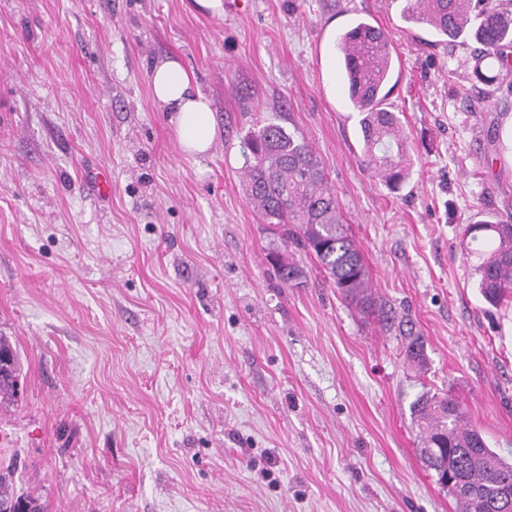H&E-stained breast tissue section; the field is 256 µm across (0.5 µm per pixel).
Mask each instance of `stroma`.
Here are the masks:
<instances>
[{
  "label": "stroma",
  "mask_w": 512,
  "mask_h": 512,
  "mask_svg": "<svg viewBox=\"0 0 512 512\" xmlns=\"http://www.w3.org/2000/svg\"><path fill=\"white\" fill-rule=\"evenodd\" d=\"M405 0H0V336L20 394L0 463L47 512H454L410 406L451 394L512 454V303L477 289L465 225L512 219V84L476 81ZM387 33L411 175L361 163L335 46ZM179 57L214 112L179 145L149 73ZM278 112L325 167L376 296L422 336L347 306L303 257L283 285L240 142ZM112 175V195L88 188Z\"/></svg>",
  "instance_id": "1"
}]
</instances>
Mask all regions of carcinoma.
Listing matches in <instances>:
<instances>
[{
  "mask_svg": "<svg viewBox=\"0 0 512 512\" xmlns=\"http://www.w3.org/2000/svg\"><path fill=\"white\" fill-rule=\"evenodd\" d=\"M407 0L406 21L426 24L448 44L471 37L481 45L471 57L472 73L486 84L512 72V0ZM372 25L357 22L339 40L348 98L360 114L362 158L390 189L409 177L406 138L401 119L390 110L385 87L391 77L388 38L372 36ZM245 190L249 204L278 232L280 245L271 257L288 255V266L275 267L279 280L299 286L304 267L294 259L302 251L315 258L321 273L339 295L369 317L389 318L385 305L371 291L363 255L345 224L339 203L321 161L308 143L279 123L278 116L256 122L242 139ZM481 258L479 292L492 306L512 300V221L466 226ZM407 357L424 366V343L405 333ZM0 395L16 394L18 359L9 342L0 339ZM420 433L418 454L437 483L448 489L459 512H490L498 486L512 490V462L490 448L481 430L471 426L459 402L447 393L422 392L411 405ZM0 500L16 503L20 512H44L38 499L19 493L11 476L0 472Z\"/></svg>",
  "mask_w": 512,
  "mask_h": 512,
  "instance_id": "1",
  "label": "carcinoma"
}]
</instances>
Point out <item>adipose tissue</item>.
<instances>
[{"label":"adipose tissue","instance_id":"adipose-tissue-1","mask_svg":"<svg viewBox=\"0 0 512 512\" xmlns=\"http://www.w3.org/2000/svg\"><path fill=\"white\" fill-rule=\"evenodd\" d=\"M152 95L173 114L184 153L201 155L210 150L215 138V120L210 100L191 80L177 58L159 62L150 75Z\"/></svg>","mask_w":512,"mask_h":512}]
</instances>
